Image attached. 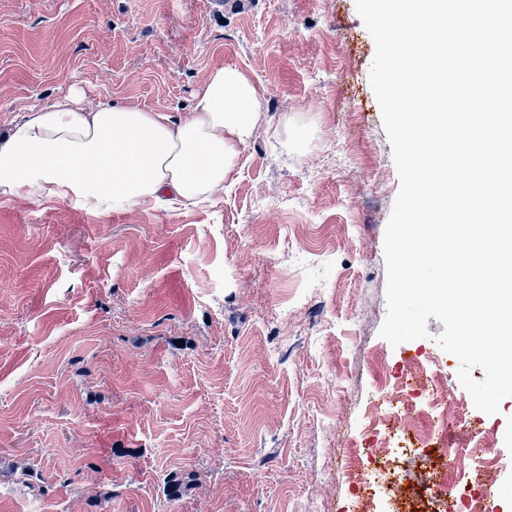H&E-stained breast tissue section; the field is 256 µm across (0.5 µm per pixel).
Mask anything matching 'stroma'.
<instances>
[{"label":"stroma","instance_id":"35a3bbf8","mask_svg":"<svg viewBox=\"0 0 512 512\" xmlns=\"http://www.w3.org/2000/svg\"><path fill=\"white\" fill-rule=\"evenodd\" d=\"M355 0H0V131L78 88L185 116L215 67L264 122L220 199L89 212L0 195V512H378L346 453L444 326L391 345L399 177ZM446 445L484 433L512 512V396L443 359Z\"/></svg>","mask_w":512,"mask_h":512}]
</instances>
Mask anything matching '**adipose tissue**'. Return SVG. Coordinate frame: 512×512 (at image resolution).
Instances as JSON below:
<instances>
[{"instance_id":"adipose-tissue-1","label":"adipose tissue","mask_w":512,"mask_h":512,"mask_svg":"<svg viewBox=\"0 0 512 512\" xmlns=\"http://www.w3.org/2000/svg\"><path fill=\"white\" fill-rule=\"evenodd\" d=\"M262 116L259 91L232 66L209 73L180 119L117 102L87 106L73 91L0 136V195L98 213L211 201Z\"/></svg>"}]
</instances>
